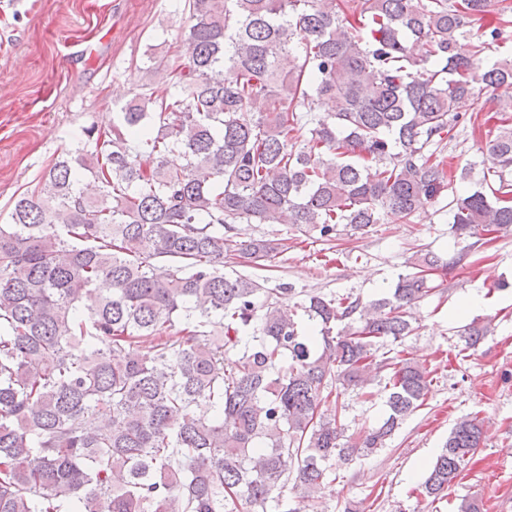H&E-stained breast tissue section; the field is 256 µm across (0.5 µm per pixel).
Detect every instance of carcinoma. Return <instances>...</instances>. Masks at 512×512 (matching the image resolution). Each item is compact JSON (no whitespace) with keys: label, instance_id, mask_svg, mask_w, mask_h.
<instances>
[{"label":"carcinoma","instance_id":"1","mask_svg":"<svg viewBox=\"0 0 512 512\" xmlns=\"http://www.w3.org/2000/svg\"><path fill=\"white\" fill-rule=\"evenodd\" d=\"M173 91L139 93L93 151L56 160L0 224V512H300L338 454L383 449L426 400L429 372L374 361L376 344L413 332L410 309L448 268L418 252L394 291L295 296L224 274L239 252L265 261L288 238L239 241L244 221L330 239L389 211L410 223L445 192L463 243L512 233V102L485 142L495 164L451 190L444 155L457 109L484 111L476 89L512 84V11L456 52L490 0H188ZM422 46L413 56L408 42ZM325 101L333 112L318 111ZM179 154L184 164L169 166ZM278 297L260 304L257 294ZM314 322L301 334L297 311ZM341 330H336L337 326ZM492 333L474 319L465 348ZM388 371L387 414L353 442L320 412L338 382ZM458 421L419 493L448 495L483 443Z\"/></svg>","mask_w":512,"mask_h":512}]
</instances>
